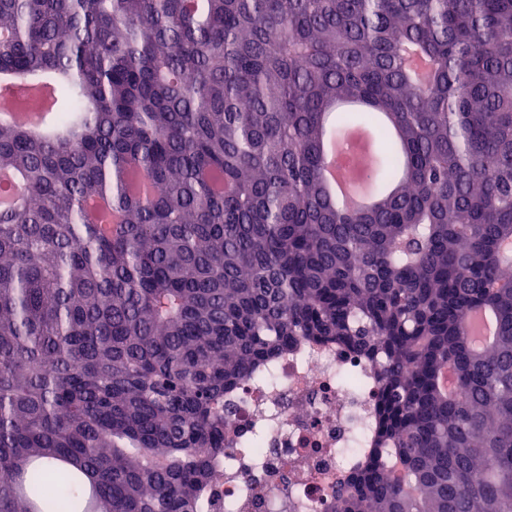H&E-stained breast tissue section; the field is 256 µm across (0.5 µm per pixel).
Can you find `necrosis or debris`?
I'll use <instances>...</instances> for the list:
<instances>
[{
	"instance_id": "1",
	"label": "necrosis or debris",
	"mask_w": 512,
	"mask_h": 512,
	"mask_svg": "<svg viewBox=\"0 0 512 512\" xmlns=\"http://www.w3.org/2000/svg\"><path fill=\"white\" fill-rule=\"evenodd\" d=\"M368 359L301 345L224 394L226 455L206 512H328L360 463L376 404Z\"/></svg>"
}]
</instances>
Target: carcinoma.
Returning <instances> with one entry per match:
<instances>
[{"instance_id":"obj_1","label":"carcinoma","mask_w":512,"mask_h":512,"mask_svg":"<svg viewBox=\"0 0 512 512\" xmlns=\"http://www.w3.org/2000/svg\"><path fill=\"white\" fill-rule=\"evenodd\" d=\"M7 78L61 134L0 120V512H205L224 391L300 341L375 364L330 512H512V0H0ZM326 155L329 163L324 170V180L328 187L337 195L342 203L348 207H362L369 204V197L362 193H354L353 184L357 183L364 175V170L354 167L352 153L342 151L336 142L331 139L326 141ZM336 157H341L342 162L333 168ZM467 326L470 334L480 341L489 342L496 334L494 319L486 311L471 313L467 318Z\"/></svg>"}]
</instances>
